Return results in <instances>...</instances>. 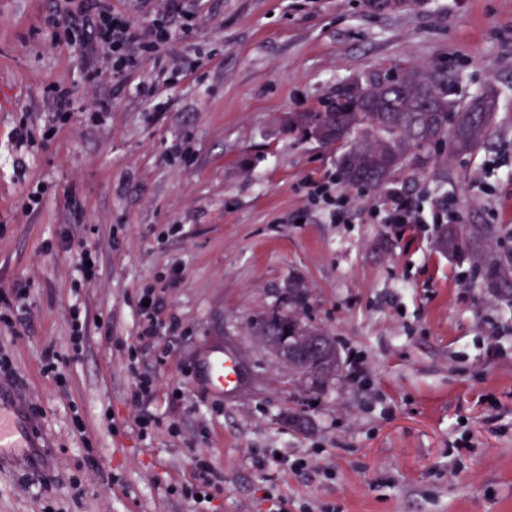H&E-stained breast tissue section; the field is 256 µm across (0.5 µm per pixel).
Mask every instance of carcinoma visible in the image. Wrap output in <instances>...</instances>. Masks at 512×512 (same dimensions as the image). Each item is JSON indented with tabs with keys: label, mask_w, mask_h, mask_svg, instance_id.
Returning a JSON list of instances; mask_svg holds the SVG:
<instances>
[{
	"label": "carcinoma",
	"mask_w": 512,
	"mask_h": 512,
	"mask_svg": "<svg viewBox=\"0 0 512 512\" xmlns=\"http://www.w3.org/2000/svg\"><path fill=\"white\" fill-rule=\"evenodd\" d=\"M495 94L483 93L460 105L448 71L438 68L397 67L346 78L319 112H293L285 124L307 141L323 128V145L336 144L341 153L337 178L346 188H365L393 206L402 218L413 214L414 185L431 166L445 164L429 149L442 144L450 153L472 154L493 135ZM507 232L492 224L438 225L437 247L449 254L471 253L481 259L484 287L497 297L512 284V249L504 246ZM324 332L295 314L274 312L256 323L260 336H274L283 328ZM307 378L321 383L338 375L340 357L333 337Z\"/></svg>",
	"instance_id": "obj_1"
}]
</instances>
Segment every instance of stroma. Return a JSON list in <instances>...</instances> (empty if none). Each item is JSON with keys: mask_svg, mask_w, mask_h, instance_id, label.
<instances>
[{"mask_svg": "<svg viewBox=\"0 0 512 512\" xmlns=\"http://www.w3.org/2000/svg\"><path fill=\"white\" fill-rule=\"evenodd\" d=\"M176 34L178 66L148 62L118 96L88 67V37L66 35L60 0H0V288L29 291L30 323L0 328V388L36 404L39 473L0 471V512H191L177 489L207 459L217 512H512V303L482 286L473 257L436 246L434 204L461 223L512 228V0H422L394 13L359 0H198ZM445 65L459 98L496 94L490 143L422 174L407 224L371 191L336 179V147L288 132L342 78ZM71 117L41 126L51 90ZM154 88L145 95L141 86ZM112 109L93 121V97ZM33 137L19 144L14 128ZM41 206L25 212L29 193ZM73 230L98 247L81 283L75 257L44 251ZM335 337L341 371L322 388L289 374L256 319L288 312ZM177 318L147 353L126 347L145 287ZM84 353L58 385L47 345ZM233 351L230 395L204 385L205 356ZM158 372L141 435L129 364ZM306 469H296V462Z\"/></svg>", "mask_w": 512, "mask_h": 512, "instance_id": "obj_1", "label": "stroma"}]
</instances>
